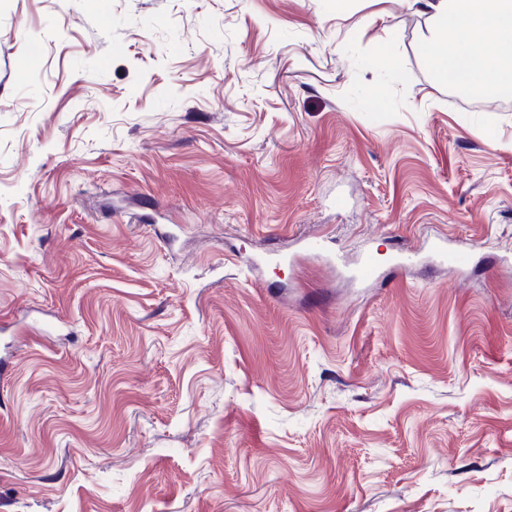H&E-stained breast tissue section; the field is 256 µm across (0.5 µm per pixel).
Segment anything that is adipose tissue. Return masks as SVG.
I'll use <instances>...</instances> for the list:
<instances>
[{
  "mask_svg": "<svg viewBox=\"0 0 512 512\" xmlns=\"http://www.w3.org/2000/svg\"><path fill=\"white\" fill-rule=\"evenodd\" d=\"M433 23L426 45L437 77L495 97L512 88V0H421Z\"/></svg>",
  "mask_w": 512,
  "mask_h": 512,
  "instance_id": "ef3b65f1",
  "label": "adipose tissue"
}]
</instances>
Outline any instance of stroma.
Masks as SVG:
<instances>
[{"mask_svg": "<svg viewBox=\"0 0 512 512\" xmlns=\"http://www.w3.org/2000/svg\"><path fill=\"white\" fill-rule=\"evenodd\" d=\"M431 30L0 0V512H512V105ZM431 246L440 256L447 257L448 255V259L457 266L466 265L473 254L472 248L460 245H456L448 251V238L446 237H435Z\"/></svg>", "mask_w": 512, "mask_h": 512, "instance_id": "stroma-1", "label": "stroma"}]
</instances>
